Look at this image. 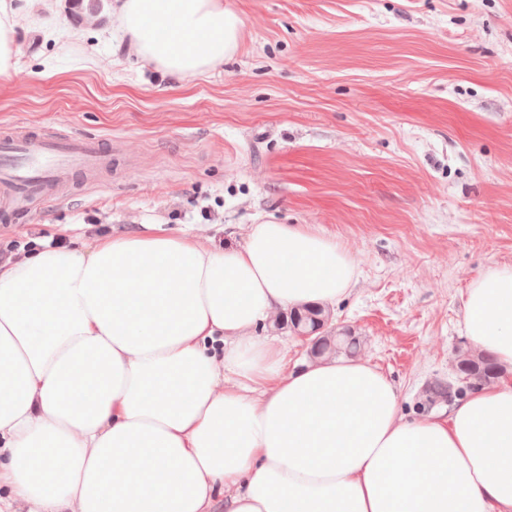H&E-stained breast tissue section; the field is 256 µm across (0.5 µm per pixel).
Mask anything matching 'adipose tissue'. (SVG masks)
<instances>
[{
	"mask_svg": "<svg viewBox=\"0 0 512 512\" xmlns=\"http://www.w3.org/2000/svg\"><path fill=\"white\" fill-rule=\"evenodd\" d=\"M129 49L179 77L231 58V0H113ZM45 0H0V79ZM358 282L344 245L265 221L213 249L161 225L0 265V512H512V382L405 419L362 359L288 366L256 336ZM464 333L512 368V265L469 285Z\"/></svg>",
	"mask_w": 512,
	"mask_h": 512,
	"instance_id": "ef3b65f1",
	"label": "adipose tissue"
}]
</instances>
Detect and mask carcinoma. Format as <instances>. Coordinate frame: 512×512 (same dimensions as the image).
Returning <instances> with one entry per match:
<instances>
[{"mask_svg":"<svg viewBox=\"0 0 512 512\" xmlns=\"http://www.w3.org/2000/svg\"><path fill=\"white\" fill-rule=\"evenodd\" d=\"M328 322L329 313L326 309L305 306L280 318L276 327L296 335H307V356L313 361L357 355L361 348L360 337L350 329L332 332L328 330ZM454 363L459 377L472 389L496 382L501 374L500 366L489 356L466 346L455 349Z\"/></svg>","mask_w":512,"mask_h":512,"instance_id":"carcinoma-1","label":"carcinoma"}]
</instances>
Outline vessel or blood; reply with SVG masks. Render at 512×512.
Here are the masks:
<instances>
[{
  "mask_svg": "<svg viewBox=\"0 0 512 512\" xmlns=\"http://www.w3.org/2000/svg\"><path fill=\"white\" fill-rule=\"evenodd\" d=\"M108 166L97 141L68 134L0 130V210L30 212L62 200L75 175L96 182Z\"/></svg>",
  "mask_w": 512,
  "mask_h": 512,
  "instance_id": "1",
  "label": "vessel or blood"
}]
</instances>
